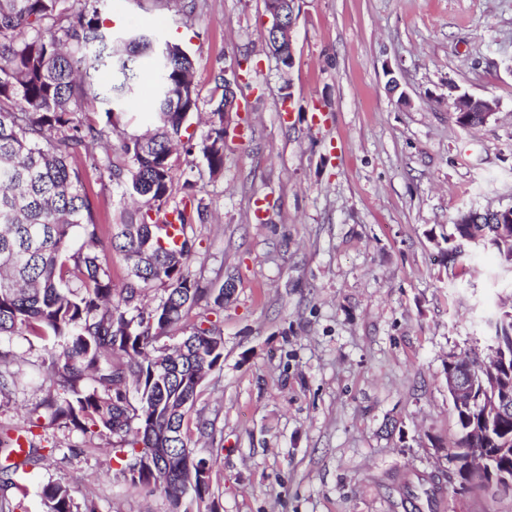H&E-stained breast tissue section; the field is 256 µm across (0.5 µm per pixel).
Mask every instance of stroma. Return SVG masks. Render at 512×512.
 Segmentation results:
<instances>
[{"instance_id":"1","label":"stroma","mask_w":512,"mask_h":512,"mask_svg":"<svg viewBox=\"0 0 512 512\" xmlns=\"http://www.w3.org/2000/svg\"><path fill=\"white\" fill-rule=\"evenodd\" d=\"M294 58L265 44L263 0H104L115 35L181 43L202 101L231 58L248 57L241 113L211 178L200 151L173 155L164 211L202 210L188 272L232 285L212 313L224 361L195 410L196 457L213 465L218 512H512V497L455 493L438 451L455 440L450 357L483 353L499 260L480 244L449 265L439 243L458 211L512 205V0H299ZM493 97L468 129L459 94ZM95 218L118 224L116 182L88 173ZM262 206L263 221L252 218ZM52 340L16 336L19 384L0 395V438L46 395ZM56 451L4 495L43 512L40 487L69 483L98 512H170L162 492L108 471L109 437L49 428ZM433 498L422 489L431 476Z\"/></svg>"}]
</instances>
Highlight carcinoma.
Masks as SVG:
<instances>
[{
    "mask_svg": "<svg viewBox=\"0 0 512 512\" xmlns=\"http://www.w3.org/2000/svg\"><path fill=\"white\" fill-rule=\"evenodd\" d=\"M100 0H0V342L26 333L52 338L39 403L47 426L91 437L119 439V474L135 491H162L172 510L192 495L210 497V462L189 460L191 425L205 435L208 422L192 412L210 372L224 359V337L208 314L224 306V287L203 288L187 272L195 254L186 209L176 210L178 229L168 221L150 222L149 212L167 202L172 187L173 148L183 144L187 113L200 112L193 61L181 44L169 43L167 56L152 34L112 37L102 29ZM148 70L156 94L143 132L121 144L128 165L96 161L94 170L117 182L122 196L138 199V223L109 225L111 248L128 265L122 287H112L101 256L103 228L94 218L78 159L91 157L107 129L116 127L128 102L141 92ZM112 74L107 89L98 78ZM208 129L200 152L210 177L224 172V72L215 77ZM104 107L105 122L80 121L76 114ZM444 237L448 262L462 256L461 245L482 241L496 252L503 271L512 272V222L506 208H470L458 213ZM160 286L165 297L153 308L145 293ZM512 282L498 296L497 312L485 324L495 336H512ZM196 312L198 321L187 318ZM187 331L174 345L171 332ZM482 360L455 362L454 371L471 378L476 395L490 394ZM455 458L470 448L495 454L512 451V413L492 427L482 410H453ZM37 422L0 440L5 459L27 443L24 465L44 458L34 429ZM142 448H163L148 460ZM45 512H96L79 505L63 482L42 486Z\"/></svg>",
    "mask_w": 512,
    "mask_h": 512,
    "instance_id": "obj_1",
    "label": "carcinoma"
}]
</instances>
